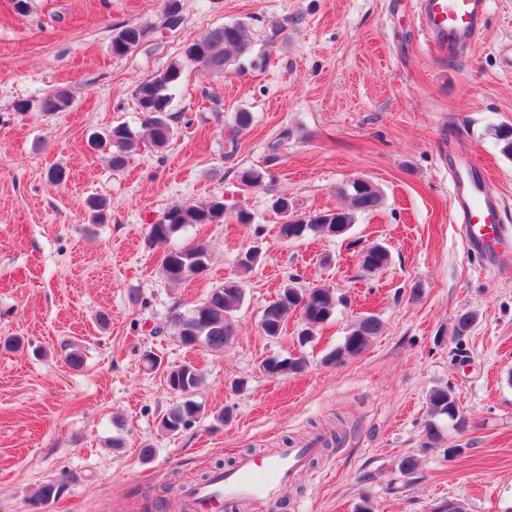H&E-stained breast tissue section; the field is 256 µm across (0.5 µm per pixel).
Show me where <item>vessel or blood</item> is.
Segmentation results:
<instances>
[{
    "instance_id": "vessel-or-blood-1",
    "label": "vessel or blood",
    "mask_w": 512,
    "mask_h": 512,
    "mask_svg": "<svg viewBox=\"0 0 512 512\" xmlns=\"http://www.w3.org/2000/svg\"><path fill=\"white\" fill-rule=\"evenodd\" d=\"M420 4L419 30L440 56L458 57L479 40L488 0H420ZM452 163L458 176L450 212L464 224L469 249L479 256L489 239L504 231L501 202L483 187L481 175L467 157L453 156ZM317 451L318 442L313 439L297 447L240 457L210 487L188 490L184 508L186 512H273L283 489Z\"/></svg>"
}]
</instances>
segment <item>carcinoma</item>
Masks as SVG:
<instances>
[{"label": "carcinoma", "mask_w": 512, "mask_h": 512, "mask_svg": "<svg viewBox=\"0 0 512 512\" xmlns=\"http://www.w3.org/2000/svg\"><path fill=\"white\" fill-rule=\"evenodd\" d=\"M181 0H166L163 25L172 29L180 24ZM146 28L129 25L112 38V54L123 56L131 52L143 40ZM251 30L244 22L226 23L206 31L200 38L188 44L184 54L205 71L222 74L230 65L233 54L244 55L251 49ZM181 74L180 65H172L165 71L142 81L135 91L140 112L144 119L141 129L135 130L126 123H118L104 134L95 137L92 145L106 147L110 151L112 167L125 165L129 155L136 150L140 140L147 139L157 148L165 147L174 135L173 121L176 117L170 112L173 91ZM72 104L71 96L64 90L46 94L40 103L43 112H66ZM252 113L239 109L235 113L230 128L235 137L251 126ZM495 140L501 153L512 159V125L498 126L494 131ZM267 170L246 168L239 172L240 183L248 188L264 186ZM339 193L349 199V206L308 215H297L292 202L277 197L272 207L282 219L279 234L286 241H301L311 233L341 237L356 224L357 215L375 210L382 202L380 189L372 182L359 179L346 183ZM224 200L217 198L205 205L177 204L169 207L157 223L150 225L148 241L162 242L175 234L197 224H218L224 219ZM261 259V248L251 246L238 257L239 273L246 275L254 270ZM211 254L208 244L201 242L189 246L172 247L165 252L161 261L164 278L173 284L185 283L202 276L208 269ZM390 261V252L382 244L376 243L362 249L360 264L365 270H378ZM245 297L241 280L227 279L224 284L212 289L206 298L186 311L174 307L170 315V325L180 343L185 347L200 346L213 353H221L234 336V315L241 308ZM343 303L336 291L325 286L303 288L297 278L283 284L276 299L262 311L260 325L264 335L276 338L281 335L286 316L299 312L303 328L299 332L300 342L312 341L316 329L330 320ZM381 330L378 316L365 312L351 325L341 345L331 351L325 362L339 364L350 357L362 353L371 339ZM307 365L303 357L277 360L269 370L273 376L284 373H300ZM202 377L191 364H181L167 370L166 384L170 390L183 396L161 420V425L170 434L177 433L196 419L200 405L193 399ZM427 418L423 425L421 447L436 448L443 439L446 422H460L462 414L456 396L448 387L431 389L426 396ZM59 496L53 491L52 483L42 484L29 499L32 507H43Z\"/></svg>", "instance_id": "obj_1"}]
</instances>
